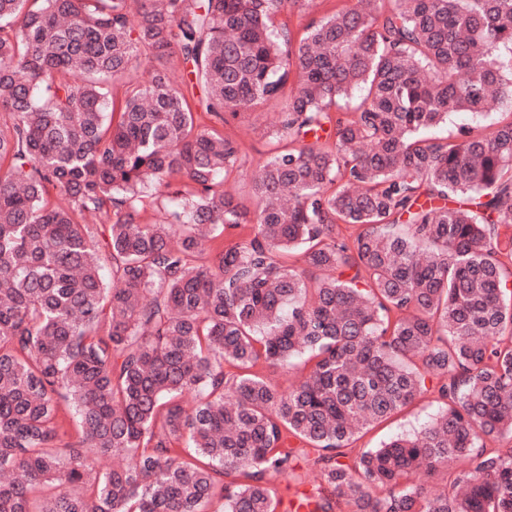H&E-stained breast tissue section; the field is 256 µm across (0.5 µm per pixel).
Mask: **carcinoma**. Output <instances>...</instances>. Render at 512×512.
Wrapping results in <instances>:
<instances>
[{
  "label": "carcinoma",
  "instance_id": "carcinoma-1",
  "mask_svg": "<svg viewBox=\"0 0 512 512\" xmlns=\"http://www.w3.org/2000/svg\"><path fill=\"white\" fill-rule=\"evenodd\" d=\"M283 2L0 0V512H277L311 451L307 512H512V0ZM270 103L247 204L224 126ZM313 4L309 9H299L298 6H294L286 3L281 12L280 18H290L291 25L295 30L301 29L308 21L311 16L323 15L327 12L334 11L336 8H340L346 4H349V0H313ZM498 110L493 106L489 105L486 112H483L482 116H472L471 114L458 113L451 115L448 119V126L442 129L439 133L440 136H446L448 133L456 131L460 126L474 124L475 121H480L482 124L488 125L495 122L500 117V114L496 113ZM439 406L440 404L433 396L417 400L390 419L362 434L353 444L351 455L355 456L365 448L378 446L381 441L390 437L421 430L434 417Z\"/></svg>",
  "mask_w": 512,
  "mask_h": 512
}]
</instances>
